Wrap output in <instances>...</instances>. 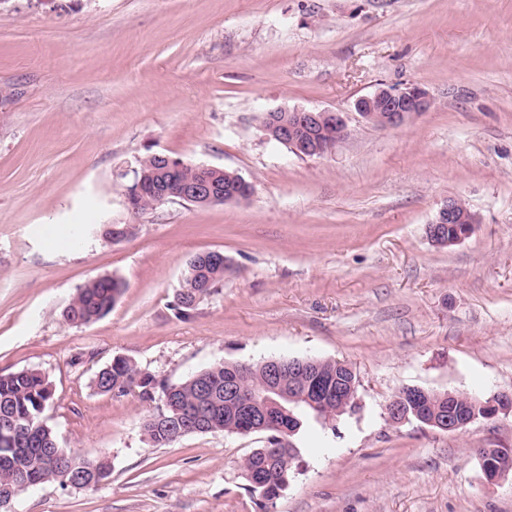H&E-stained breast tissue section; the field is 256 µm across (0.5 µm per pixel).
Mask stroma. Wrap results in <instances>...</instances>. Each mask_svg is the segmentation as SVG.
<instances>
[{
    "label": "stroma",
    "instance_id": "1",
    "mask_svg": "<svg viewBox=\"0 0 512 512\" xmlns=\"http://www.w3.org/2000/svg\"><path fill=\"white\" fill-rule=\"evenodd\" d=\"M416 84L432 107L397 129L355 100ZM0 374L35 368L60 447L106 457L109 481L48 483L10 512H260L239 463L260 436L148 444L155 404L97 393L123 356L177 384L218 362L341 360L355 412L306 417L274 512H512V474L488 483L480 448H512V411L448 434L391 423L406 387L512 393V0H0ZM277 108L346 113L321 158L266 138ZM164 153L230 169L244 203L170 202L130 220L117 173ZM480 222L436 246L448 198ZM232 269L190 315L188 259ZM103 275L125 289L86 327L60 317Z\"/></svg>",
    "mask_w": 512,
    "mask_h": 512
}]
</instances>
